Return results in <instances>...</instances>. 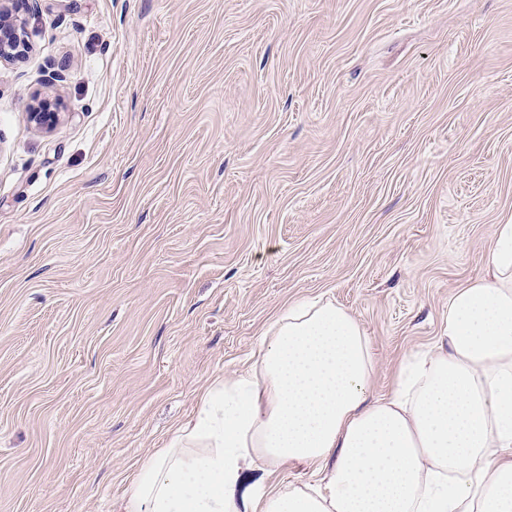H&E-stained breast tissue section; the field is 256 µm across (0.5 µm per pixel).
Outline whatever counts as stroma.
<instances>
[{"instance_id": "obj_1", "label": "stroma", "mask_w": 512, "mask_h": 512, "mask_svg": "<svg viewBox=\"0 0 512 512\" xmlns=\"http://www.w3.org/2000/svg\"><path fill=\"white\" fill-rule=\"evenodd\" d=\"M25 16L32 52L0 62V512H111L305 297L361 323L388 395L512 222V0Z\"/></svg>"}]
</instances>
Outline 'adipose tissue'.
Masks as SVG:
<instances>
[{
  "instance_id": "1",
  "label": "adipose tissue",
  "mask_w": 512,
  "mask_h": 512,
  "mask_svg": "<svg viewBox=\"0 0 512 512\" xmlns=\"http://www.w3.org/2000/svg\"><path fill=\"white\" fill-rule=\"evenodd\" d=\"M359 321L336 302L289 304L253 363L213 380L194 416L140 467L119 512H512V223L447 328L375 399ZM312 465L313 483L246 471Z\"/></svg>"
}]
</instances>
